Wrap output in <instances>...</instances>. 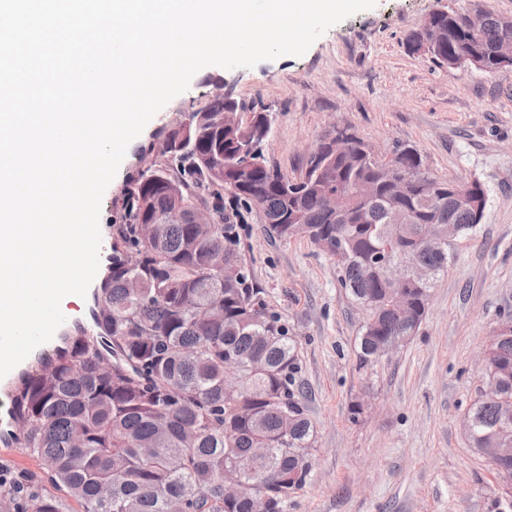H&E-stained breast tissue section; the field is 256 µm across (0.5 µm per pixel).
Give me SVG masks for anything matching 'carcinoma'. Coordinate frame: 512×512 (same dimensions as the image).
I'll return each mask as SVG.
<instances>
[{
	"mask_svg": "<svg viewBox=\"0 0 512 512\" xmlns=\"http://www.w3.org/2000/svg\"><path fill=\"white\" fill-rule=\"evenodd\" d=\"M458 15H430L448 29L433 62L448 67L464 55L490 60L501 37L497 22L471 35ZM271 133L270 114L253 112L248 124L211 131L206 148L190 143L171 157L167 145L159 146L158 160L127 190L110 276L92 311L94 332L64 337L55 360L39 354L42 369L19 376L5 436L30 449L47 483L64 489L81 512H253L248 495L224 499V470L231 468L268 498L271 512H288L291 496L306 484L317 432L298 381L297 343L251 282L240 226L224 213V193L236 206L258 208L271 236H303L335 259L341 287L367 312L357 343L362 367L378 360L394 337H402L400 348L412 339L399 307L422 324L430 290L448 271V246L422 243L417 223H390L396 206L440 228L455 224L462 234L477 227L468 205L448 195L392 199L385 165L397 161L411 172L424 166L411 146L367 162V143L355 136L353 151L331 160L322 178V141L298 178L265 156L240 166L241 139L261 146ZM360 179L381 184L368 203L351 199L361 222L332 221L322 196ZM183 200L214 213L207 233L175 223L142 235L143 210L166 216ZM290 205L302 211L304 223H282ZM129 253L139 255L134 269L125 263ZM402 262L428 269L429 277L392 290L386 266ZM486 351L485 376L496 391L476 392L467 416L469 443L478 453L512 444V333L491 337ZM226 365L239 378L233 394L224 391ZM0 512L63 509L23 474L0 477Z\"/></svg>",
	"mask_w": 512,
	"mask_h": 512,
	"instance_id": "obj_1",
	"label": "carcinoma"
}]
</instances>
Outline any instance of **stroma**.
I'll return each mask as SVG.
<instances>
[{"label":"stroma","mask_w":512,"mask_h":512,"mask_svg":"<svg viewBox=\"0 0 512 512\" xmlns=\"http://www.w3.org/2000/svg\"><path fill=\"white\" fill-rule=\"evenodd\" d=\"M476 8L512 18V0H377L303 55L201 69L129 145L102 197L99 220L114 224L151 145L209 104L221 82L238 100L269 108L266 155L288 176L304 171L336 127L378 155L410 145L432 175L484 185L483 221L453 241L419 331L364 368L356 340L365 313L340 287L335 260L304 237L269 236L259 210L243 211L251 277L298 343L299 379L318 434L310 475L288 512H512L465 430L481 378L478 356L512 317V67L441 68L408 45L431 13ZM357 401L363 413L354 421Z\"/></svg>","instance_id":"stroma-1"}]
</instances>
